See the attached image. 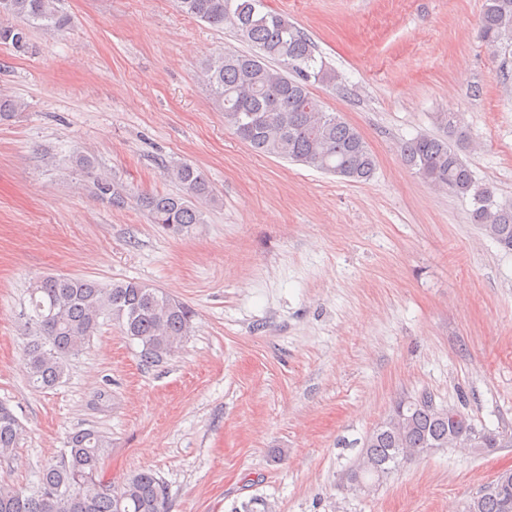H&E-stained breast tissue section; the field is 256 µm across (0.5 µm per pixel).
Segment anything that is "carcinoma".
<instances>
[{
	"mask_svg": "<svg viewBox=\"0 0 512 512\" xmlns=\"http://www.w3.org/2000/svg\"><path fill=\"white\" fill-rule=\"evenodd\" d=\"M60 0H0V44L26 54L37 30L54 36L70 24ZM187 16L215 28L230 25L251 51L206 59L201 67L212 103L224 124L262 155L312 167L352 182L375 174L376 157L363 135L342 118L323 111L310 97L315 83L335 86L336 70L317 57L310 37L285 16L267 9L264 0H176ZM479 38L491 48L512 46V0H485ZM25 104L0 97V122L10 121ZM442 134H419L401 146L403 162L432 187L471 197L470 220L503 250L512 251V201L480 184L460 156L461 121L455 112H437ZM179 191L138 194L151 223L178 234L205 223L203 206L216 203L209 182L189 163L166 168ZM28 324L32 335L24 360L35 389L55 385L71 358L82 352L99 328L112 318L125 336L141 346L151 364L171 356L192 329V311L182 302L144 282L102 284L84 277L47 276L30 289ZM22 426L0 403V459L17 448ZM471 445L477 451L501 447V434L478 427L472 417L446 407L427 390L396 401L387 417L368 435L346 473L353 487L374 486L407 460L432 449ZM111 440L94 430L71 434L59 454L41 471L31 489L0 481V512H167L168 490L151 470L127 476L114 490L101 477ZM462 512H512V475L493 489L482 488Z\"/></svg>",
	"mask_w": 512,
	"mask_h": 512,
	"instance_id": "cac0c4a2",
	"label": "carcinoma"
}]
</instances>
